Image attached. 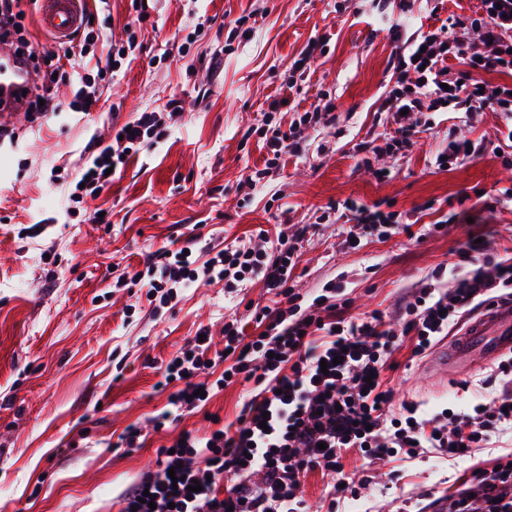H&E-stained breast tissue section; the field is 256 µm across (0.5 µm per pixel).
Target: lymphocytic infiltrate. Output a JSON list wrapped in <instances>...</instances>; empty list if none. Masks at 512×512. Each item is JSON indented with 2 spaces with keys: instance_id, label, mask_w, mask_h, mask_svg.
I'll return each instance as SVG.
<instances>
[{
  "instance_id": "1",
  "label": "lymphocytic infiltrate",
  "mask_w": 512,
  "mask_h": 512,
  "mask_svg": "<svg viewBox=\"0 0 512 512\" xmlns=\"http://www.w3.org/2000/svg\"><path fill=\"white\" fill-rule=\"evenodd\" d=\"M38 0H0V41L14 47L34 72L40 73L28 110L31 117L84 115L101 111L102 80L114 76L132 56L138 33L149 13L138 5L125 28L126 39H104L93 22L98 10H85V20L68 40L38 43L27 39L23 21ZM389 27L401 48L389 65L390 78L379 100L393 133L385 146L361 143L360 152L394 154L413 148L429 131L426 112L470 115L501 113L505 130L493 140L452 138L437 155L439 167L504 153L512 149V0H480L476 11L428 30L407 32L411 0H397ZM500 82H492V75ZM75 90L71 102L58 99L56 88ZM282 105L273 99L264 112L260 135L269 153L266 168H277L284 151H299L311 125H332L331 104L314 106L289 127L274 116ZM182 99L171 98L163 112H143L126 126H113L112 144L91 135L83 149L86 160L76 180L60 173L51 184L63 187L68 213L111 185L108 168L153 146L163 118H177ZM265 170L256 171L263 178ZM346 223L345 244L358 248L363 239L411 232L394 214L354 200L339 214ZM449 271H434L404 297L393 314L373 311L352 320L344 315V291L328 284L308 297L290 284L297 250L288 238L271 248L238 242L199 260L191 247L165 250L147 259L144 270L121 273V285L146 287L159 304L171 303L179 290L197 283H223L233 294L253 281H263L274 305L255 307L252 329L240 320L224 324V347L213 350L211 339L192 338L163 368L171 386L168 405L154 418L156 426L173 423L206 403V392L249 383L252 396L243 404L236 429L222 427L200 437L182 432L171 448H159L155 469L146 471L120 495L121 512H309L298 490L308 474L329 479V497L357 496L359 487L343 472L340 459L354 449L368 460H413L429 450L451 457L482 447L493 433L512 428V390L477 403L472 409L441 412L425 418L415 405L393 414V391L383 374L394 353L409 345L412 355L430 349L464 314L494 300L512 299V261L493 252L490 242L467 240L456 251ZM450 288H442L443 276ZM328 367H321V360ZM207 371L215 382L198 384ZM198 481L199 491L188 488ZM448 512H512V465L473 472L448 499Z\"/></svg>"
}]
</instances>
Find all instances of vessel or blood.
Segmentation results:
<instances>
[{"label":"vessel or blood","instance_id":"b4317fda","mask_svg":"<svg viewBox=\"0 0 512 512\" xmlns=\"http://www.w3.org/2000/svg\"><path fill=\"white\" fill-rule=\"evenodd\" d=\"M40 23L59 38H67L82 19L81 0H41ZM35 78L13 50L0 47V111L18 112ZM504 354L512 355V301L488 308L451 343H439L424 364L428 376L461 377Z\"/></svg>","mask_w":512,"mask_h":512}]
</instances>
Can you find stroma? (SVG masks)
Wrapping results in <instances>:
<instances>
[{"label": "stroma", "mask_w": 512, "mask_h": 512, "mask_svg": "<svg viewBox=\"0 0 512 512\" xmlns=\"http://www.w3.org/2000/svg\"><path fill=\"white\" fill-rule=\"evenodd\" d=\"M384 9L380 0H151L136 57L110 83L114 111L95 113L89 126L61 117L8 121L19 145L0 144V512H120L121 491L154 467L157 448L184 430L209 433L215 415L234 423L247 400L249 388L234 384L214 391L202 412L154 428L170 395L160 385L162 363L202 328L223 348L224 319L239 300L215 283L156 307L145 291L115 287L124 268L185 245L205 258L262 229L276 237L292 221L308 227L297 245L295 287L313 294L339 282L349 316L359 317L390 311L472 234L491 232L498 254L512 250V203L484 209L485 198L512 187V162L487 155L435 164L449 134L494 137L501 115L429 113L432 129L420 144L375 160L387 178L364 169L358 144L390 126L377 109L396 51L379 23ZM242 15L250 36H229L225 22ZM198 24L203 32L189 51L172 44ZM322 35L324 53L301 87L288 90L293 57ZM173 96L186 102L182 118L83 213L68 215L63 193L48 183L51 168L79 177L91 130L110 136L113 125L161 111ZM276 97L287 100L282 124L323 100L335 104L336 124L308 128L301 150L284 154L283 169L252 188L247 180L265 155L258 128ZM344 200L422 225L447 214L456 222L418 242L400 233L350 250L343 225L318 221ZM99 209L108 223H94ZM394 359L385 378L396 402L429 415L469 409L503 389L491 366L434 386L409 347ZM132 425L144 445L117 447ZM510 454L512 433L452 461L433 452L371 464L348 450L344 473L368 486L360 498L338 499L335 512H432L473 472Z\"/></svg>", "instance_id": "35a3bbf8"}]
</instances>
